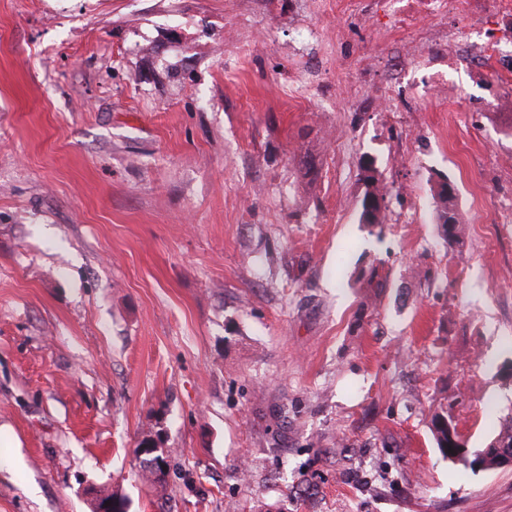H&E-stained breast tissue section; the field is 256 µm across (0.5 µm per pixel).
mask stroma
<instances>
[{"mask_svg":"<svg viewBox=\"0 0 512 512\" xmlns=\"http://www.w3.org/2000/svg\"><path fill=\"white\" fill-rule=\"evenodd\" d=\"M338 13L0 0V512H512V470L430 430L512 413V75L462 46L470 104L426 99L428 46L390 66L413 31ZM389 81L412 111H352ZM452 196L453 191L448 183L442 184L437 193L440 208L438 219L443 237L448 243V246H452L459 240L461 224H469L471 222L469 214L459 211V218L461 222V224H459L457 213L454 212L453 208L448 206V202H450ZM432 433L436 440L438 448L443 454L449 457H468L470 454L469 448H466L461 440V437L454 426L448 423V418L444 415H435L432 419ZM448 434L452 442V447L446 453L448 448Z\"/></svg>","mask_w":512,"mask_h":512,"instance_id":"1","label":"stroma"}]
</instances>
